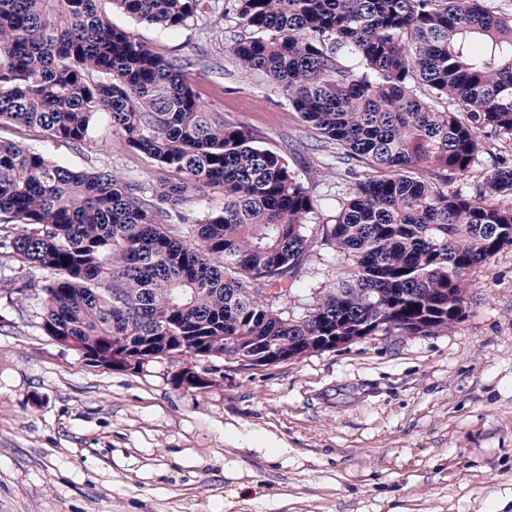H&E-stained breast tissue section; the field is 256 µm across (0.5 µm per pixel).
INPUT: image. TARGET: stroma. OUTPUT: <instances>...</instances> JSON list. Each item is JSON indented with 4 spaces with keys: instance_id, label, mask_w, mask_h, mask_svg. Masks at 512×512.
I'll return each instance as SVG.
<instances>
[{
    "instance_id": "1",
    "label": "stroma",
    "mask_w": 512,
    "mask_h": 512,
    "mask_svg": "<svg viewBox=\"0 0 512 512\" xmlns=\"http://www.w3.org/2000/svg\"><path fill=\"white\" fill-rule=\"evenodd\" d=\"M114 26L190 60L202 106L284 158L316 198L334 194V149L277 85L227 51L230 0L186 26ZM0 140L76 171L144 184L160 171L99 117L81 146L20 125ZM340 265L314 242L299 310ZM0 290V512H512V246L471 273L466 316L434 335L374 336L265 366L201 362L175 387L170 359L141 372L88 363L38 328L28 271Z\"/></svg>"
}]
</instances>
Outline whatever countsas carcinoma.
<instances>
[{
    "mask_svg": "<svg viewBox=\"0 0 512 512\" xmlns=\"http://www.w3.org/2000/svg\"><path fill=\"white\" fill-rule=\"evenodd\" d=\"M101 0H0V124L84 144L98 115L169 176L152 188L0 140V271L32 270L38 327L120 369L183 337L198 357L303 355L316 336L432 335L468 274L512 246V165L464 190L484 138L512 137V10L489 0H232L229 52L269 77L345 169L324 242L344 265L299 314L321 204L277 153L204 110L187 65L115 27ZM176 30L202 0H111ZM224 206H178L200 193Z\"/></svg>",
    "mask_w": 512,
    "mask_h": 512,
    "instance_id": "carcinoma-1",
    "label": "carcinoma"
}]
</instances>
